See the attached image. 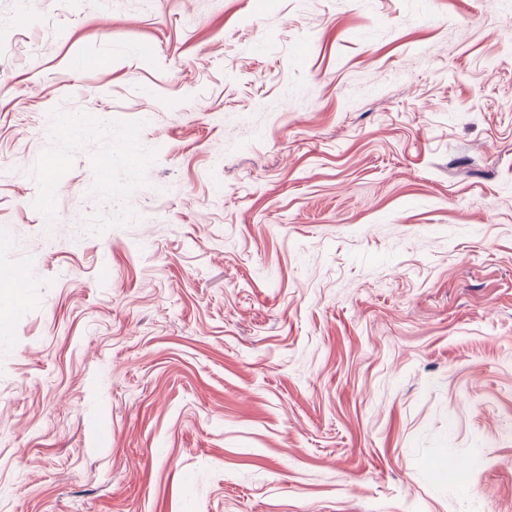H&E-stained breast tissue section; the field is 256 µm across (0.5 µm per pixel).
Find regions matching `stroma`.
Returning a JSON list of instances; mask_svg holds the SVG:
<instances>
[{
    "label": "stroma",
    "instance_id": "35a3bbf8",
    "mask_svg": "<svg viewBox=\"0 0 512 512\" xmlns=\"http://www.w3.org/2000/svg\"><path fill=\"white\" fill-rule=\"evenodd\" d=\"M1 268L0 512H512V0H0Z\"/></svg>",
    "mask_w": 512,
    "mask_h": 512
}]
</instances>
